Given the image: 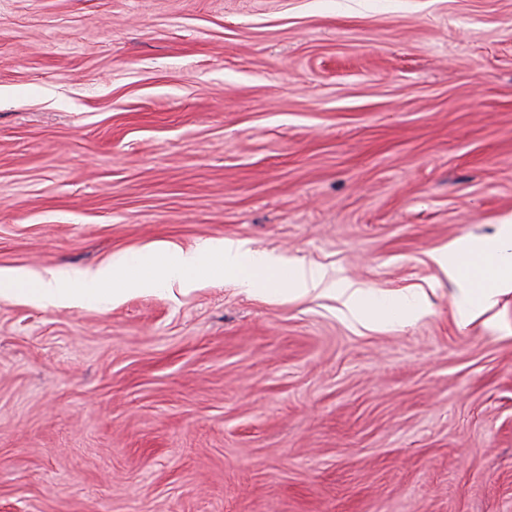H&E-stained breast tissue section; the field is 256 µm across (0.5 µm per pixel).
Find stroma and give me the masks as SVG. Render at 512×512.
<instances>
[{
	"mask_svg": "<svg viewBox=\"0 0 512 512\" xmlns=\"http://www.w3.org/2000/svg\"><path fill=\"white\" fill-rule=\"evenodd\" d=\"M512 0H0V271L248 241L384 298L234 278L0 299V512H512ZM433 263L448 278L464 274L470 266L485 264L496 276V288H467L459 300V316L462 324H469L491 310L499 295L512 291V228L503 225L499 241L480 247L456 246L435 252Z\"/></svg>",
	"mask_w": 512,
	"mask_h": 512,
	"instance_id": "35a3bbf8",
	"label": "stroma"
}]
</instances>
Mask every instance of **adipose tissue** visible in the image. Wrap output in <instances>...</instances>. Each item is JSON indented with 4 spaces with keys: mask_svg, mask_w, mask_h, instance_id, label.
<instances>
[{
    "mask_svg": "<svg viewBox=\"0 0 512 512\" xmlns=\"http://www.w3.org/2000/svg\"><path fill=\"white\" fill-rule=\"evenodd\" d=\"M432 261L449 278L461 276L478 264L487 265L494 272L496 287L466 289L459 301L460 321L469 324L491 310L498 296L512 292V227L504 226L497 243L451 247L435 252ZM275 263L272 253L251 249L246 241L213 238L191 251L173 247L150 255H121L96 268L47 266L34 275L28 288L16 287L14 279H1L0 296L21 298L40 307L88 304L107 309L131 293L154 291L166 284L178 285L187 292L201 279L221 280L237 275L248 294L268 300L288 295L334 297L344 315L362 324L409 321L421 313L417 296L400 294L376 299L353 281L329 279L326 270L318 266L296 265L281 287H272L264 274Z\"/></svg>",
    "mask_w": 512,
    "mask_h": 512,
    "instance_id": "obj_1",
    "label": "adipose tissue"
}]
</instances>
